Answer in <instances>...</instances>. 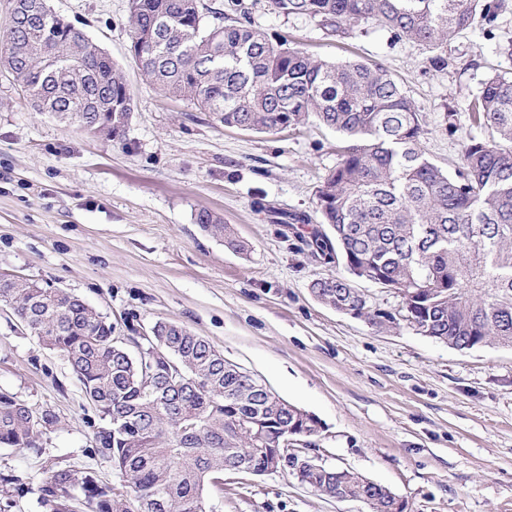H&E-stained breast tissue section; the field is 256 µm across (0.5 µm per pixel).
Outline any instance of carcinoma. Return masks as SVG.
<instances>
[{
  "instance_id": "carcinoma-1",
  "label": "carcinoma",
  "mask_w": 512,
  "mask_h": 512,
  "mask_svg": "<svg viewBox=\"0 0 512 512\" xmlns=\"http://www.w3.org/2000/svg\"><path fill=\"white\" fill-rule=\"evenodd\" d=\"M269 2L331 36L373 21L432 50L501 9L496 0ZM129 28V54L143 74L214 125L278 133L315 118L343 137L336 167L315 191L320 226L309 241L313 255L348 272L312 283L324 304L363 310L375 327L395 322L354 286L363 278L399 293L401 318L419 335L459 351L512 348V78L483 83L472 112L491 136L469 138L451 175L426 155L421 113L377 64L313 57L203 0H130ZM0 69L35 111L94 136L125 137L133 101L124 77L42 0H12L0 24ZM195 222L246 250L220 216L202 210ZM0 303L67 358L108 421L97 452L121 475L107 488L74 470L52 471L43 486L48 512H75L78 501L84 512H207L205 485L224 470L261 475L281 460L294 471L305 456L289 439L306 446L318 433L313 416L180 324L155 322L140 360L113 341L112 323L69 292L18 279L0 284ZM57 421L0 392V445L34 448ZM300 475L326 496L400 512L396 494L354 471L308 467Z\"/></svg>"
}]
</instances>
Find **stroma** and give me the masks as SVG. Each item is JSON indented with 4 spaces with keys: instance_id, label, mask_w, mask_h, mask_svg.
<instances>
[{
    "instance_id": "obj_1",
    "label": "stroma",
    "mask_w": 512,
    "mask_h": 512,
    "mask_svg": "<svg viewBox=\"0 0 512 512\" xmlns=\"http://www.w3.org/2000/svg\"><path fill=\"white\" fill-rule=\"evenodd\" d=\"M253 25L327 60L383 66L422 113L429 158L453 169L469 137L487 138L469 105L493 74L512 73V0L498 18L433 52L367 22L331 37L305 15L242 0ZM103 47L133 96L123 141L34 111L0 74V271L79 296L131 338L156 321L187 327L225 360L320 423L308 455L390 488L407 512H512V348L459 351L408 325L376 328L325 305L311 284L336 273L302 242L315 191L337 162V134L217 127L150 84L129 55V0H49ZM263 199L265 210L253 202ZM223 217L247 251L204 232ZM0 391L59 419L33 448L0 447V512H44L41 487L66 468L119 484L97 453L99 411L68 363L0 307ZM210 512H370L286 470L225 472Z\"/></svg>"
}]
</instances>
